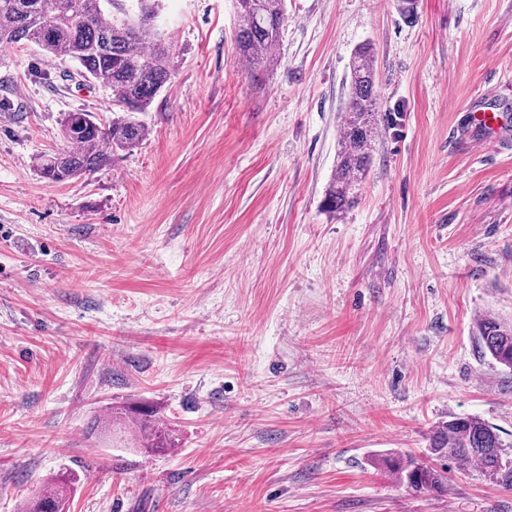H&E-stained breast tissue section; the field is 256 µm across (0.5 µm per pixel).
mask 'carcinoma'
Masks as SVG:
<instances>
[{"label": "carcinoma", "instance_id": "1", "mask_svg": "<svg viewBox=\"0 0 512 512\" xmlns=\"http://www.w3.org/2000/svg\"><path fill=\"white\" fill-rule=\"evenodd\" d=\"M0 0V47L22 42L38 46L49 59L78 63L89 77L114 94L112 120L90 123L85 112H68L61 123L69 147L38 158L37 170L52 183H68L93 174L112 162L116 150L139 145L148 129L136 114L147 111L170 79V48L157 18L160 0ZM235 52L245 59L252 75L278 64L273 50L279 45L285 22V0H235ZM376 60L370 45L353 53L348 70L345 117L338 140L336 164L322 206L342 212L354 206L361 182L372 161L377 130ZM483 356L512 370V323L491 314L474 320ZM147 451L168 447L165 429L152 415L142 413L137 424ZM499 430L479 417H455L430 439V453L459 466L476 465L489 480L512 489V457ZM398 483L414 492L445 487L442 471L412 456L384 459ZM74 477L63 472L26 500L23 512H69Z\"/></svg>", "mask_w": 512, "mask_h": 512}]
</instances>
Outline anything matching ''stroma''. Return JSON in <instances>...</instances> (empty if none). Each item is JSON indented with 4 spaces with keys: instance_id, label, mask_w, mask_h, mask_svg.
I'll return each instance as SVG.
<instances>
[{
    "instance_id": "35a3bbf8",
    "label": "stroma",
    "mask_w": 512,
    "mask_h": 512,
    "mask_svg": "<svg viewBox=\"0 0 512 512\" xmlns=\"http://www.w3.org/2000/svg\"><path fill=\"white\" fill-rule=\"evenodd\" d=\"M277 68L233 49L234 0H163L149 132L53 184L68 112L113 96L34 45L0 51V512L60 472L70 512H512L476 465L415 493L455 416L512 443V0H286ZM379 124L357 205L322 207L352 52ZM502 116L478 146L473 113ZM125 421L109 420L112 405ZM154 411L169 449L144 453ZM474 335L484 357L512 370V323L484 313L474 320ZM389 472L414 492L437 491L445 487L447 477L442 471L412 456L394 455L384 459Z\"/></svg>"
}]
</instances>
